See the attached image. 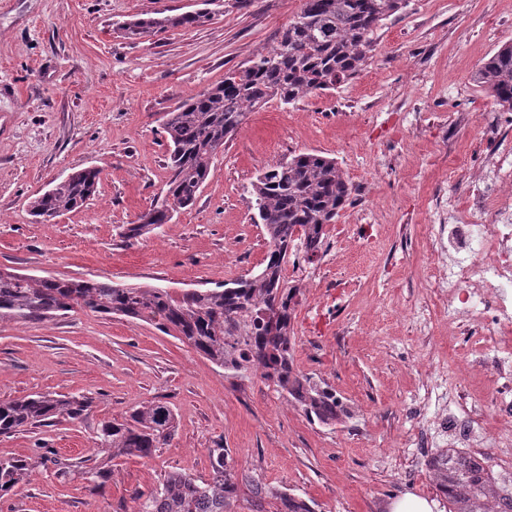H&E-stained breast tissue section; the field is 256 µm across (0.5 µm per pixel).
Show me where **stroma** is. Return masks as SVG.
Masks as SVG:
<instances>
[{"label":"stroma","instance_id":"obj_1","mask_svg":"<svg viewBox=\"0 0 512 512\" xmlns=\"http://www.w3.org/2000/svg\"><path fill=\"white\" fill-rule=\"evenodd\" d=\"M302 0H219L209 21L127 37L123 22L202 9L201 0H0V269L109 279L179 294L258 273L268 244L250 190L300 152L336 160L353 187L326 228V251L287 266L296 286L295 369L336 393L346 413L310 421L260 369L238 376L155 324L88 310L0 319V400L83 394V419L0 435V458L41 446L90 458L102 421L166 402L176 431L151 457H118L106 496L39 467L0 512H137L135 492L176 470L209 479L223 440L240 470L302 497L314 512H386L410 492L438 497L427 465L453 431L438 419L466 398L478 428L512 434L492 396L512 389L497 366L512 334L448 322L430 288L428 224L462 210L507 119L473 81L512 43V0H408L374 33L352 79L286 105L269 101L227 139L193 206L138 239L124 235L170 176L162 116L276 43ZM100 169L79 210L36 220L29 203L72 173Z\"/></svg>","mask_w":512,"mask_h":512}]
</instances>
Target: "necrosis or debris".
Masks as SVG:
<instances>
[{"mask_svg":"<svg viewBox=\"0 0 512 512\" xmlns=\"http://www.w3.org/2000/svg\"><path fill=\"white\" fill-rule=\"evenodd\" d=\"M432 287L448 291V320L480 310L484 335L512 324V203L502 202L495 223L428 226Z\"/></svg>","mask_w":512,"mask_h":512,"instance_id":"obj_1","label":"necrosis or debris"}]
</instances>
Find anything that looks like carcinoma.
<instances>
[{
	"mask_svg": "<svg viewBox=\"0 0 512 512\" xmlns=\"http://www.w3.org/2000/svg\"><path fill=\"white\" fill-rule=\"evenodd\" d=\"M406 0H302L300 11L280 30L276 46L225 74L224 81L183 101L163 117L172 175L160 201L126 228L136 239L151 227L168 223L173 213L193 205L210 175L224 140L247 115L277 98L294 104L318 90H329L355 76L372 58L373 34L382 21L399 12ZM205 10L142 19L125 25L131 37L169 27L197 26ZM499 108L512 112V43L502 45L474 74ZM101 170L85 168L30 202L33 216L53 219L80 208L95 192ZM255 223L264 228L267 262L258 274L216 288L185 291L125 287L111 280H69L0 274V318L41 320L76 308L153 322L173 331L212 364L239 373L257 365L322 424L336 421L342 407L336 393L294 369L291 323L296 288L284 276L288 256L312 261L327 238L326 226L350 203L352 186L336 160L300 152L271 166L252 185ZM88 396L40 393L0 400V434L22 431L51 418H82L93 406ZM176 428L173 410L149 400L119 422L106 420L97 433L93 458L61 459L51 450L38 458L0 459V498L35 467L52 464L62 480L78 476L90 491L105 495L112 481V459L149 457L169 442ZM211 476L197 481L181 472L166 474L154 490L139 493L137 512H232L241 486L248 487L257 512H314L303 499L263 485L239 472L224 442L209 449ZM437 489L449 512H512V480L500 482L484 457L450 448L430 458Z\"/></svg>",
	"mask_w": 512,
	"mask_h": 512,
	"instance_id": "cac0c4a2",
	"label": "carcinoma"
}]
</instances>
